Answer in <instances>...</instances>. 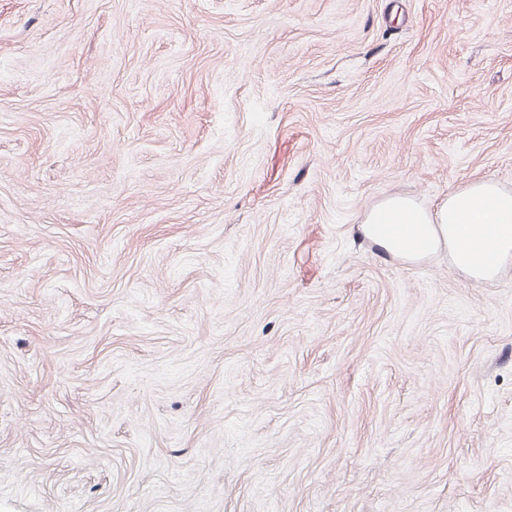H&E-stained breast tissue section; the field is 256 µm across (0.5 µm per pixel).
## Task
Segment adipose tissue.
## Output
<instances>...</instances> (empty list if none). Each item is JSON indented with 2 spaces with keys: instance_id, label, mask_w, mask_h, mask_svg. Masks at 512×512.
Here are the masks:
<instances>
[{
  "instance_id": "adipose-tissue-1",
  "label": "adipose tissue",
  "mask_w": 512,
  "mask_h": 512,
  "mask_svg": "<svg viewBox=\"0 0 512 512\" xmlns=\"http://www.w3.org/2000/svg\"><path fill=\"white\" fill-rule=\"evenodd\" d=\"M360 231L394 255L399 252L398 236H405L414 259L448 246L456 269L490 281L501 264L512 259V191L477 180L450 193L432 210L409 197L392 195L365 212Z\"/></svg>"
}]
</instances>
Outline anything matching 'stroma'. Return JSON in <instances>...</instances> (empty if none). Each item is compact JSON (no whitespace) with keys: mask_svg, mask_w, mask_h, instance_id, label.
<instances>
[{"mask_svg":"<svg viewBox=\"0 0 512 512\" xmlns=\"http://www.w3.org/2000/svg\"><path fill=\"white\" fill-rule=\"evenodd\" d=\"M512 190V0H0V512H512V260L359 232Z\"/></svg>","mask_w":512,"mask_h":512,"instance_id":"stroma-1","label":"stroma"}]
</instances>
